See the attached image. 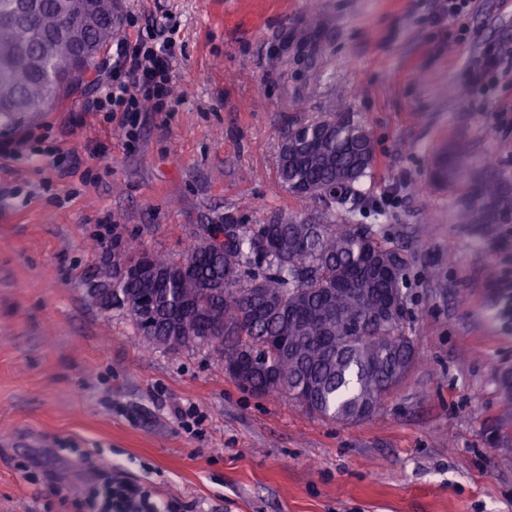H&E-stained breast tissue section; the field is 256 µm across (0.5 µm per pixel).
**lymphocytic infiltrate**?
<instances>
[{"mask_svg":"<svg viewBox=\"0 0 512 512\" xmlns=\"http://www.w3.org/2000/svg\"><path fill=\"white\" fill-rule=\"evenodd\" d=\"M123 34L112 44V60L105 63L97 91L86 104L89 111L102 113L104 121H119L127 136L138 134L140 112L173 111V62L176 58L174 29L155 22L147 30L135 29L126 21ZM173 500L154 498L143 485L119 475L101 477L92 495L80 503L81 512H181Z\"/></svg>","mask_w":512,"mask_h":512,"instance_id":"obj_1","label":"lymphocytic infiltrate"}]
</instances>
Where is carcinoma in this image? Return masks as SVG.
Masks as SVG:
<instances>
[{
    "mask_svg": "<svg viewBox=\"0 0 512 512\" xmlns=\"http://www.w3.org/2000/svg\"><path fill=\"white\" fill-rule=\"evenodd\" d=\"M118 33L114 0H34L18 13L0 0V123L13 125L71 92ZM376 146L355 113L340 109L288 130L279 177L288 191L323 203L326 211L362 196ZM431 181L465 194L462 224H489L508 194L492 162L446 147ZM386 203L349 209L350 223L285 215L276 224H203L222 236L211 251L195 242L180 257L130 251L161 270L164 314L178 322V348L208 346L222 358L250 365L237 384L255 394L277 391L309 414L356 424L372 417L417 359L402 330L405 257L359 217L381 216ZM120 302L139 335L153 345L173 343L167 322L146 323L150 304L134 280L117 283Z\"/></svg>",
    "mask_w": 512,
    "mask_h": 512,
    "instance_id": "1",
    "label": "carcinoma"
}]
</instances>
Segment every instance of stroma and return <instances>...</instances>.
Instances as JSON below:
<instances>
[{
  "label": "stroma",
  "mask_w": 512,
  "mask_h": 512,
  "mask_svg": "<svg viewBox=\"0 0 512 512\" xmlns=\"http://www.w3.org/2000/svg\"><path fill=\"white\" fill-rule=\"evenodd\" d=\"M139 27L175 24L171 112L140 116L137 140L85 111L89 76L16 126L43 154L0 158V512H77L118 471L187 512H512V313L494 287L512 270V211L458 220L460 195L428 183L443 147L495 155L512 183V73L487 92L469 64L512 61V0H117ZM308 47L284 43L300 24ZM467 29L457 41L458 26ZM348 105L376 140L363 189L403 186L365 224L407 259L405 333L418 363L367 421L307 414L257 395L205 347L151 346L126 308L87 288L107 254L184 253L200 225L321 205L278 175L291 125ZM72 146L85 177L48 153ZM200 423L185 429L179 410Z\"/></svg>",
  "instance_id": "1"
}]
</instances>
